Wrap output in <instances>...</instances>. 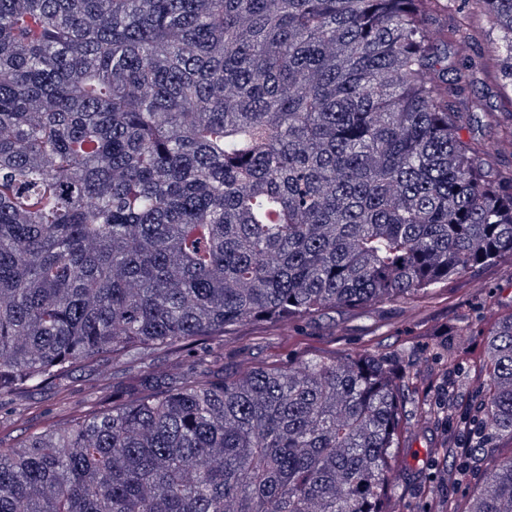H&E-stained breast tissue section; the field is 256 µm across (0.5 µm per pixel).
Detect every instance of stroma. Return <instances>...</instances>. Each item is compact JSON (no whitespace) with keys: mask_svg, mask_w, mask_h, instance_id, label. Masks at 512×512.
<instances>
[{"mask_svg":"<svg viewBox=\"0 0 512 512\" xmlns=\"http://www.w3.org/2000/svg\"><path fill=\"white\" fill-rule=\"evenodd\" d=\"M502 65L490 62L473 86L499 117L495 126L479 132L483 140H497L512 124V100L498 92ZM512 315V258L475 269L466 277L409 299L358 308L332 309L288 325L256 323L225 337L216 363L230 374L241 360L260 365L276 360L368 351L383 357L397 372L410 366L428 368L406 405V431L396 450L401 477L391 492L399 512H428L439 496L466 507L484 480L489 461L446 457L430 453V446L449 443L464 448L491 444L483 429L480 407L481 359L493 325ZM459 351V362L446 370L436 358L440 347ZM174 364L170 354L156 352L130 363L103 362L76 366L69 375L74 398L110 395L113 386L139 385L144 371H162ZM20 414L0 420V446L18 444L48 422L63 421L68 406L59 404L53 389L37 387L18 399ZM448 411V419L422 429L420 415L427 410Z\"/></svg>","mask_w":512,"mask_h":512,"instance_id":"35a3bbf8","label":"stroma"}]
</instances>
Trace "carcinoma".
Returning <instances> with one entry per match:
<instances>
[{
  "label": "carcinoma",
  "mask_w": 512,
  "mask_h": 512,
  "mask_svg": "<svg viewBox=\"0 0 512 512\" xmlns=\"http://www.w3.org/2000/svg\"><path fill=\"white\" fill-rule=\"evenodd\" d=\"M440 0H0V399L69 404L0 448V512H397L407 384L369 352L244 360L213 341L422 295L512 256V167L472 130L486 65ZM496 33L512 0H453ZM150 351L89 412L78 364ZM480 405L512 442V316ZM466 512H512V457Z\"/></svg>",
  "instance_id": "obj_1"
}]
</instances>
